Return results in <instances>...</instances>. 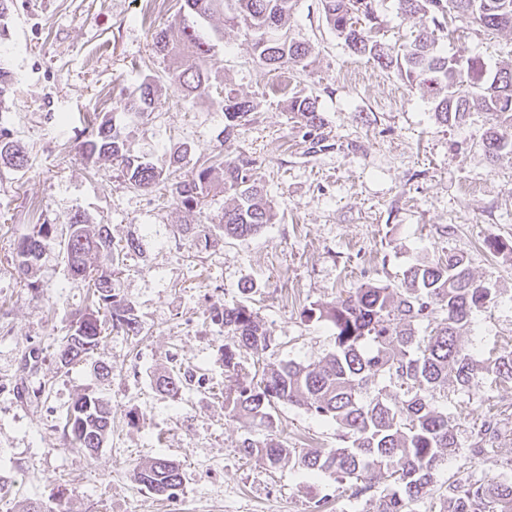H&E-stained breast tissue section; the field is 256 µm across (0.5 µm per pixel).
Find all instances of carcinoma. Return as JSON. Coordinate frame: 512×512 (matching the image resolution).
Here are the masks:
<instances>
[{
    "label": "carcinoma",
    "mask_w": 512,
    "mask_h": 512,
    "mask_svg": "<svg viewBox=\"0 0 512 512\" xmlns=\"http://www.w3.org/2000/svg\"><path fill=\"white\" fill-rule=\"evenodd\" d=\"M319 6L353 55L383 69H397L410 88L430 99L438 123L459 125L473 112L493 116L482 139L483 155L491 165L512 159V67L490 71L480 57L464 52L449 55L437 42L450 12L486 31L512 30V0H397L399 17L424 19L414 38L398 48L378 38L381 22L375 0H319ZM292 7L293 0H181L179 22L154 34L153 50L164 58L185 51L194 57L193 64L171 73L172 83L187 97L210 93L206 58L211 45L198 21L219 14L224 22L240 25L252 36L254 55L270 70L302 66L311 46L284 31ZM12 84L11 72L0 67V122ZM218 98L228 139L254 105L227 85ZM155 104L153 85L146 80L128 97L125 108L149 116ZM288 111L311 133L323 127L313 96H292ZM77 138L86 159L112 160L134 189L150 190L164 181L160 172L129 154L107 116L88 121ZM256 163L251 157L227 160L219 179L214 166L202 165L173 176L168 188L178 205L217 225L224 236L253 235L275 219L256 185ZM0 166L13 170L27 166L24 151L4 128H0ZM217 180L224 192L232 194V204L211 217L205 214V206ZM68 224L67 272L73 279L89 280L91 306L56 343L54 356L64 364L97 348L102 310L109 314L116 332H138L131 306L115 292L112 268L96 271L89 259L100 256L112 265L124 251H142L137 239L121 248L113 245L104 225L89 233L79 214L71 216ZM51 235V225L36 224L20 239L15 263L19 274L31 273ZM492 303L490 291L474 282L464 258L450 253L410 267L399 288L362 285L348 297L320 308V316L334 328L333 351L320 361L308 365L280 361L252 373L242 363L241 352L263 356L279 345L278 337L242 301L214 310L212 321L224 326L232 340L224 345V409L244 424L264 430L261 440L245 438L240 452L260 456L272 466L286 460L338 482L360 480L359 494L379 485L377 512H412L409 505L431 494L436 468L445 453L457 446L455 421L433 405L434 392L450 380L467 392L480 379L469 351L460 343V330ZM415 324L425 328L424 335L415 334ZM483 370L496 382H512V350L502 351ZM193 378L191 370L178 368L159 378V388L175 396ZM278 403L302 406L331 422L341 446L330 450L284 446L271 413ZM111 428L112 408L96 394L84 393L67 410L63 433L70 449L92 459ZM496 432L493 419L484 421L472 454L479 455L483 442ZM135 476L157 495L172 497L182 484L180 463L163 457L138 464ZM442 497L441 512H512V479L451 481Z\"/></svg>",
    "instance_id": "carcinoma-1"
}]
</instances>
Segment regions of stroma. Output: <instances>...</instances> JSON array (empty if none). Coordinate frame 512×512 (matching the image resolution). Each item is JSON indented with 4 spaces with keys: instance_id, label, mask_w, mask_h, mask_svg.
Instances as JSON below:
<instances>
[{
    "instance_id": "1",
    "label": "stroma",
    "mask_w": 512,
    "mask_h": 512,
    "mask_svg": "<svg viewBox=\"0 0 512 512\" xmlns=\"http://www.w3.org/2000/svg\"><path fill=\"white\" fill-rule=\"evenodd\" d=\"M179 7V0H14L8 129L31 162L20 172L0 168V478L9 486L0 512H309L316 495L327 496V512H376L379 491L360 496L356 482L241 455L243 439L262 431L224 412L227 338L210 315L241 301V285L253 283L250 302L280 341L273 361L315 362L334 344L317 314L322 305L363 284L400 286L412 265L455 253L494 298L460 332L486 363L512 347V159L486 163L487 114L439 124L431 102L396 70L352 55L318 0H294L290 34L313 48L303 69L269 71L244 28L220 18L204 25L213 84L254 104L235 136L221 140L224 113L214 97H183L169 79L184 57L152 50L153 33L177 23ZM448 28V53L466 49L492 68L512 61V30L473 31L457 18ZM147 77L157 108L145 118L122 103ZM296 93L317 97L320 140L289 112ZM96 112L113 115L131 155L164 173L256 158L275 222L242 239L214 229L207 247L191 246L183 231L190 217L164 187L130 188L110 161L83 159L73 126ZM77 213L108 225L117 245L142 239V251L128 253L114 276L140 332L104 334L91 359L64 366L53 345L87 306L88 286L68 276L59 246ZM37 224L52 225L53 235L25 281L14 270L16 246ZM488 238L501 242L499 252L485 246ZM102 362L112 368L105 380L97 374ZM177 365L195 369L199 382L171 398L155 382ZM87 391L112 408V434L92 458L68 450L62 431L63 415ZM436 404L458 423L436 486L512 476V383L485 378L467 393L450 385ZM491 414L498 437L472 455ZM275 415L288 447H336L334 425L304 408L281 403ZM158 455L183 467L170 499L134 475Z\"/></svg>"
}]
</instances>
